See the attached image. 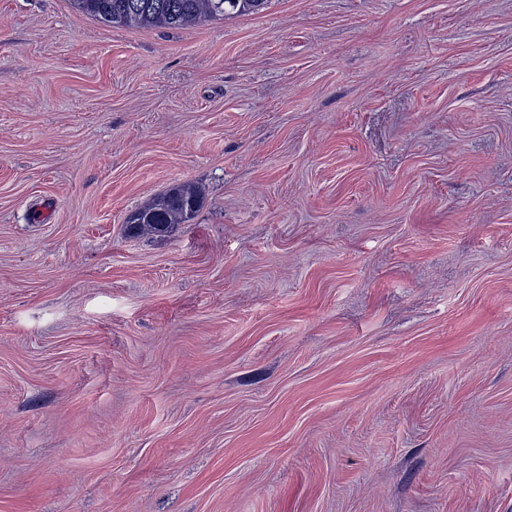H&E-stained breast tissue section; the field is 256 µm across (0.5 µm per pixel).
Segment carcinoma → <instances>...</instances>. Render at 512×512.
Wrapping results in <instances>:
<instances>
[{
	"label": "carcinoma",
	"instance_id": "1",
	"mask_svg": "<svg viewBox=\"0 0 512 512\" xmlns=\"http://www.w3.org/2000/svg\"><path fill=\"white\" fill-rule=\"evenodd\" d=\"M97 21L118 26L182 27L228 14L257 13L268 0H72ZM199 207L197 191L189 185L173 188L132 212L127 223L162 233L172 224L189 223Z\"/></svg>",
	"mask_w": 512,
	"mask_h": 512
}]
</instances>
